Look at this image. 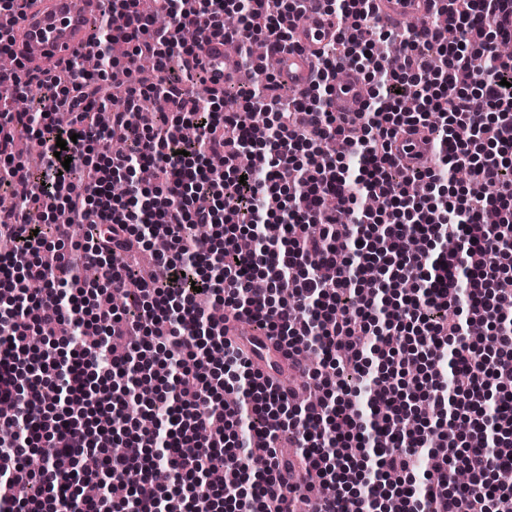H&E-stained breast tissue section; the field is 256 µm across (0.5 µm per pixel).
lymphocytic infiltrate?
<instances>
[{
	"mask_svg": "<svg viewBox=\"0 0 512 512\" xmlns=\"http://www.w3.org/2000/svg\"><path fill=\"white\" fill-rule=\"evenodd\" d=\"M373 2L318 0L337 20L344 53L321 52L316 83L297 94L231 80L217 98L188 64L213 34L243 50L259 39L277 51L290 37L286 19L309 0H154L163 27L136 0H107L86 51L98 71L77 57L51 75L8 74L40 92L28 111L0 109V190L29 187L0 209V238L12 244L0 254V291L10 296L0 303V402L13 408V438L0 445L10 461L0 467V512H30L37 483L52 492L54 512H221L227 502L235 512H297V501L313 495L323 512H378L385 498L399 512H512V490L497 481L512 468V320L504 315L512 294L496 287L512 273V58L498 49L512 38V0H452L445 19L430 21L429 39L401 36L398 69L375 52ZM228 13L250 21L227 28ZM351 68L368 76L369 97L363 111L341 117L330 84ZM137 98L173 109L156 128L131 109ZM258 117L267 139L250 135ZM414 126L434 135L437 167L414 169L393 156L395 134ZM25 135L42 148L40 170L18 160ZM114 137L128 150L90 164L86 149ZM245 151L259 166L239 164ZM144 166L164 195L137 180ZM116 180L126 185L119 198ZM369 196L381 208H367ZM61 209L83 236L47 267L32 259L48 244L39 227L68 238L55 221ZM488 210L497 225L483 223ZM197 227L209 229L208 247H199ZM161 234L172 255L155 275L137 277L126 255ZM243 235L254 239L252 253L238 252ZM416 237L452 238L457 247L417 252ZM88 266L98 283L81 281ZM118 297L134 299L137 311L120 312ZM83 307L99 339L58 357L55 343L80 335ZM447 307L457 319L435 318ZM228 313L263 325L322 396L294 403L292 391L253 370L224 341ZM213 343L223 345L224 363L202 365ZM447 344L449 385L432 370ZM161 350L172 383L132 428L114 427L112 418L126 415L125 381L151 374ZM346 370L365 407L338 382ZM280 410L286 427L250 423ZM284 429L301 448L297 485L276 451ZM257 442L265 468L254 480ZM108 444L123 454L105 453ZM340 446L372 456L373 476L349 497L340 493L339 475L351 469ZM35 447L44 464L33 473L25 459ZM426 450L440 464L416 470L411 459ZM100 454L99 470L57 466ZM215 463L224 484L211 488L204 473ZM457 467L471 486L453 483ZM134 469L160 494L138 497L127 481Z\"/></svg>",
	"mask_w": 512,
	"mask_h": 512,
	"instance_id": "f902f5d3",
	"label": "lymphocytic infiltrate"
}]
</instances>
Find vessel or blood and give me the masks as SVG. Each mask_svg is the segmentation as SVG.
I'll use <instances>...</instances> for the list:
<instances>
[{"mask_svg": "<svg viewBox=\"0 0 512 512\" xmlns=\"http://www.w3.org/2000/svg\"><path fill=\"white\" fill-rule=\"evenodd\" d=\"M449 6V0H381L379 11L399 27ZM102 7V0H24L21 8L7 18L16 35L18 60L26 70L38 72L71 59L90 40L92 18ZM336 33L333 16L306 12L295 18L293 45L278 54L274 63L276 81L299 91L309 88L316 79L312 53L333 42ZM197 63L208 72L209 88L219 93L224 89L225 70L235 68L237 60L226 53L223 38L217 37L204 45ZM331 99L333 111H361L367 99L362 75L352 70L346 78L334 81ZM249 349L252 356L260 357L262 371L273 370L278 353L272 340L256 335Z\"/></svg>", "mask_w": 512, "mask_h": 512, "instance_id": "obj_1", "label": "vessel or blood"}]
</instances>
